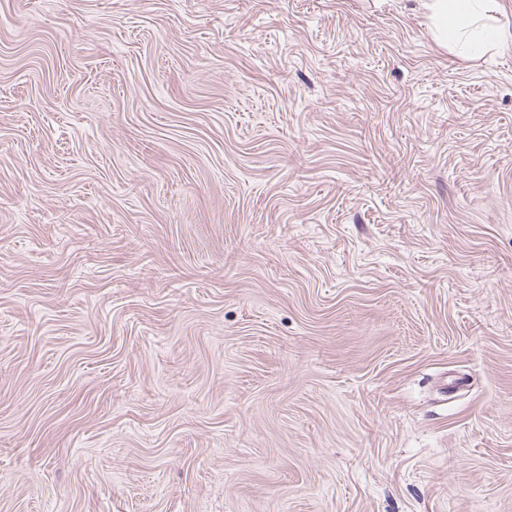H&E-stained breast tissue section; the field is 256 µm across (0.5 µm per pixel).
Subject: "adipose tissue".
<instances>
[{
    "label": "adipose tissue",
    "instance_id": "1",
    "mask_svg": "<svg viewBox=\"0 0 512 512\" xmlns=\"http://www.w3.org/2000/svg\"><path fill=\"white\" fill-rule=\"evenodd\" d=\"M496 0H422L432 21L435 40L443 47H461L478 51L485 45L501 46L507 40L505 30L479 22L482 10Z\"/></svg>",
    "mask_w": 512,
    "mask_h": 512
}]
</instances>
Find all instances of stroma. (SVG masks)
Instances as JSON below:
<instances>
[{
    "label": "stroma",
    "mask_w": 512,
    "mask_h": 512,
    "mask_svg": "<svg viewBox=\"0 0 512 512\" xmlns=\"http://www.w3.org/2000/svg\"><path fill=\"white\" fill-rule=\"evenodd\" d=\"M0 512H512V48L0 0Z\"/></svg>",
    "instance_id": "1"
}]
</instances>
